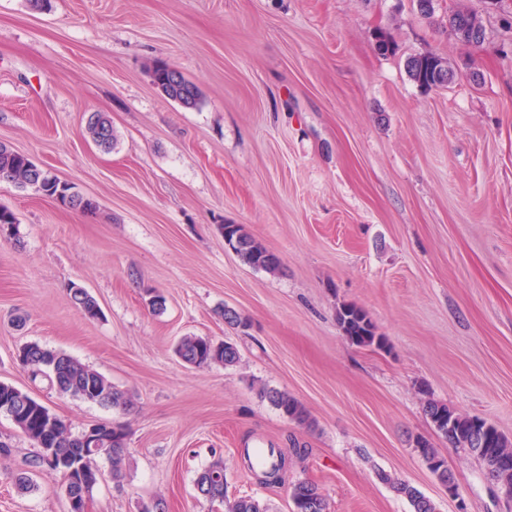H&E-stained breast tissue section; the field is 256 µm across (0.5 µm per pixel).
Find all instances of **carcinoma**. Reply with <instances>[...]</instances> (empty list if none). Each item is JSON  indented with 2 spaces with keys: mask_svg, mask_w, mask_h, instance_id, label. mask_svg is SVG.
<instances>
[{
  "mask_svg": "<svg viewBox=\"0 0 512 512\" xmlns=\"http://www.w3.org/2000/svg\"><path fill=\"white\" fill-rule=\"evenodd\" d=\"M476 14L459 9L450 14L449 28L461 33L464 26L472 24ZM410 78L425 90L448 86L453 71L448 61L433 52L412 56L406 61ZM161 92L179 102L187 109H193L200 102L197 86L185 77L180 80L167 78L161 81ZM85 131L98 145L112 146L115 134L111 120L104 114L94 112L87 118ZM0 181L18 186L33 184L43 195L53 198L66 197L71 186L61 183L55 176L32 160L24 157L6 144L0 143ZM221 233L229 237L233 251L247 265L275 275L281 269V259L260 243L243 224H221ZM74 307L89 319L102 315L96 299L85 288L70 289ZM224 323L233 329L248 327L247 318L233 308L220 310ZM336 322L343 336L357 347L377 350L387 348V340L377 332L367 313L354 304L344 303L336 310ZM18 352L30 365L31 376L45 377L57 394L71 396L85 402L112 408L127 409L131 400L124 392L116 389L112 382L88 365L72 356L38 343L22 345ZM175 353L186 363L201 367L212 365L231 367L240 360L237 347L227 341L214 346L212 339L203 336H184L175 347ZM261 394L288 420L299 426L310 428L313 418L306 406L286 391L262 389ZM45 403L21 391L10 383L0 381V414L8 416L16 429L35 447L56 448L72 456L71 463L80 464L87 470H98L96 457L82 456L80 436L72 434L67 422L60 416L48 421ZM424 412L437 435L448 447L461 449L476 458L483 466L488 478L496 484L512 487V440L504 436L493 424L467 414L458 413L443 403L432 399L426 402ZM119 432L108 434L104 447L112 449L108 454L111 463L112 481L119 484L125 478L126 440L129 428L116 423ZM412 447L425 462L429 470L443 481L448 479V462L431 440L417 435L411 440ZM376 477L390 485L394 492L409 502L412 512H437L435 503L416 487L400 482L389 474L379 471ZM197 495L207 501H224V459L218 457L201 470L195 479ZM290 497L294 512H326L327 501L317 483L300 480L290 486ZM231 512H266L259 500L245 496L234 501Z\"/></svg>",
  "mask_w": 512,
  "mask_h": 512,
  "instance_id": "cac0c4a2",
  "label": "carcinoma"
}]
</instances>
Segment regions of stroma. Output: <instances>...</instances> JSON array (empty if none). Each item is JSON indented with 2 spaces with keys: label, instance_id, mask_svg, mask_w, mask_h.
I'll use <instances>...</instances> for the list:
<instances>
[{
  "label": "stroma",
  "instance_id": "stroma-1",
  "mask_svg": "<svg viewBox=\"0 0 512 512\" xmlns=\"http://www.w3.org/2000/svg\"><path fill=\"white\" fill-rule=\"evenodd\" d=\"M0 0V143L99 205L87 217L0 182L16 239L0 238V380L39 398L73 432L129 426L126 476L106 459L91 512H229L238 497L291 512L290 482H316L328 512H411L382 470L437 512H512L462 450L436 438L426 399L512 439V0ZM467 8L485 38L448 16ZM393 50L380 54L375 35ZM435 52L455 78L424 90L409 57ZM164 62L201 92L197 108L151 82ZM112 120L97 146L88 113ZM242 224L278 254L271 275L224 244ZM87 288L102 315L71 303ZM166 300L152 312L149 292ZM364 309L385 350L351 345L336 309ZM230 307L248 330L219 315ZM234 342L236 366L192 368L180 337ZM63 351L132 399L128 409L59 396L16 363L26 343ZM301 400L288 421L262 389ZM433 438L459 489L449 498L410 445ZM0 512H68L47 474L19 493L35 449L0 414ZM301 448L287 484L246 471L244 444ZM224 460L223 503L197 474ZM449 16L451 23L449 24L448 28L452 29L456 33L454 34L450 31L456 36L457 39L466 43H478L484 39L485 31L475 36L466 35L465 37H460L459 35L461 33L462 27L472 24L474 18L477 17L476 14L466 9H459L451 13ZM376 477L383 483L390 485L397 495L407 499L412 511L411 512H436L437 508L435 503L427 496H425L416 487L400 482L392 478L384 471H377Z\"/></svg>",
  "mask_w": 512,
  "mask_h": 512
}]
</instances>
